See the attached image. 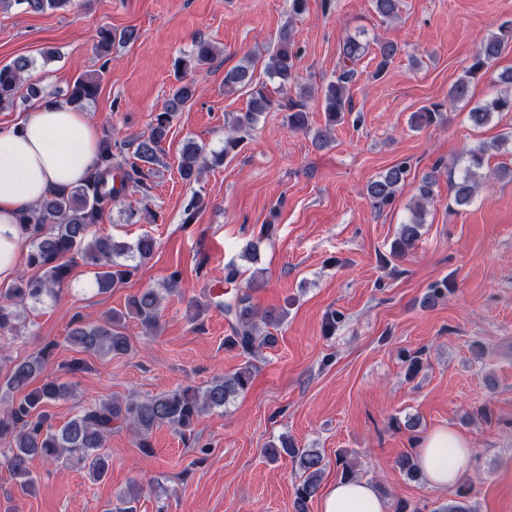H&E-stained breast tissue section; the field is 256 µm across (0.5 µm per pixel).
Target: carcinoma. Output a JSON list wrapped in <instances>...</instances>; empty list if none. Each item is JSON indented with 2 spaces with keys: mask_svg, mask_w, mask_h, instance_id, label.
<instances>
[{
  "mask_svg": "<svg viewBox=\"0 0 512 512\" xmlns=\"http://www.w3.org/2000/svg\"><path fill=\"white\" fill-rule=\"evenodd\" d=\"M70 4L71 0H0V9L16 6L26 11L44 12L48 9L62 10ZM399 6L400 0H373L375 12L385 21L397 17ZM137 38V31L133 28L117 34L109 27H102L98 32L96 47L98 52L106 53L117 40L129 43ZM375 46L374 59L377 63L374 75L379 77L400 53L401 47L387 39L376 41ZM511 46L512 22L507 21L481 41L472 64L453 85L449 101L459 103L467 100L473 80ZM365 51L366 47L359 40L347 38L342 46L340 74L320 90L326 125L329 127L335 126L344 119L345 114L351 112L348 86L357 76L355 65ZM297 57L292 32L285 26L280 30L265 63L266 72L278 80L279 91L284 95L293 79ZM213 59L214 46L201 38L197 40L193 54L179 59L176 67L184 72L196 70L210 64ZM32 64L29 58L18 57L0 65V106L14 104ZM498 79L508 86V90L469 112L470 121L476 127L489 124L496 112L512 111V69L501 72ZM98 88L97 77L84 74L74 80L66 103L80 108L96 97ZM240 88L249 93L247 110L233 118L231 134L224 140V149L208 155L202 146L192 140L187 141L178 164L182 180L195 182L208 164H222L240 143L234 132L252 126L260 115L274 108L286 111L285 120L290 129H309L308 111L303 103L290 97L285 101L274 99L265 84L254 82L252 62L249 60L224 76L225 91L234 92ZM195 94L194 82L180 81L169 94L162 111L155 114L149 134L130 142L133 151L128 169H122L118 155L112 152V137L107 135L101 140L96 167L82 183L55 189L26 210L23 225L30 246L28 264L39 274L21 277L12 287L0 291V334L18 335L17 307L27 304L29 300L39 301L46 295L52 296L61 291L68 280L70 265L75 260L96 268L95 285L98 291L104 292L123 283L137 269V266L122 263L120 259L132 258L141 263L150 259L154 251L151 236L143 235L135 244L128 245L108 236H98L92 232V227L99 223L112 203L125 196L128 185L147 189L144 182L146 171L160 163L164 152L162 143L168 137L173 118L193 101ZM444 109L446 105L443 103L423 106L413 113L411 124L418 129L432 126L444 118ZM500 145L499 140L490 145L483 142L468 151L469 165L464 175L448 183L449 197L456 205H468L473 201L479 184L476 171L483 167L485 153ZM436 172L434 168L421 177L410 220L401 225L391 245V256H404L419 240L424 224V206L434 196ZM406 176L407 166L398 164L370 181L366 194L372 207L382 211L391 205ZM179 281L180 272L176 270L168 276L164 290L145 288L139 291L130 297L127 312L114 311L102 324L77 320V326L69 332L70 344L81 353L112 356L129 353L131 344L123 331L125 319L137 320L148 334L158 333L161 329L162 292H175ZM259 282L260 278L254 275L243 286L239 268L234 264L224 267L223 284L237 289V292L230 300H211L205 307H214L229 317L232 335L224 339V344L239 350L246 362L236 372L211 381L203 390L182 386L150 397L105 400L81 409L65 425L55 430L48 423V415L43 407L68 396L72 385L52 378L44 380L39 387L29 389L33 380L44 370V350L35 357L14 364L6 377L5 387L9 392L23 391L25 395L18 402H11L0 409V441L8 443V451L0 455V466L22 479L20 487L24 491L34 485L32 463L36 459L58 461L64 457L77 461L84 464L90 478L97 481L104 478L109 470L108 457L100 449L105 447V441L112 434L115 424L128 427L140 448L150 446L152 432L161 426L173 429L181 437L186 436L203 412L222 408L231 398L250 389L255 358L261 349L276 342L270 329L284 322L287 311L272 308L260 312L251 304L249 292L257 288ZM263 453L271 461L286 454L297 463L302 471V480L295 487L294 508L295 512H307L308 502L320 487L324 468L322 454L316 448H299L285 436L269 444ZM396 466L410 480L416 481L422 477L415 455L409 451L398 456ZM435 512H473L469 504V489L459 488L455 497L440 505Z\"/></svg>",
  "mask_w": 512,
  "mask_h": 512,
  "instance_id": "carcinoma-1",
  "label": "carcinoma"
}]
</instances>
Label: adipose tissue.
Listing matches in <instances>:
<instances>
[{
    "instance_id": "1",
    "label": "adipose tissue",
    "mask_w": 512,
    "mask_h": 512,
    "mask_svg": "<svg viewBox=\"0 0 512 512\" xmlns=\"http://www.w3.org/2000/svg\"><path fill=\"white\" fill-rule=\"evenodd\" d=\"M99 136L86 111L36 104L20 120L0 126V283L27 262L22 213L50 190L74 186L97 161ZM416 461L429 483L445 489L469 468V443L451 429L417 438ZM321 512H389L388 501L368 481H339Z\"/></svg>"
}]
</instances>
